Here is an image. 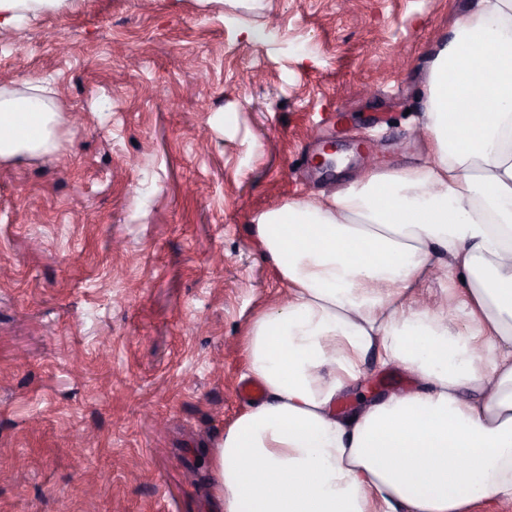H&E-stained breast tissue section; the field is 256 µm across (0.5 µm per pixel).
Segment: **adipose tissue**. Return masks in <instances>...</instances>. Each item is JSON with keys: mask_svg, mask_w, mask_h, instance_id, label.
<instances>
[{"mask_svg": "<svg viewBox=\"0 0 512 512\" xmlns=\"http://www.w3.org/2000/svg\"><path fill=\"white\" fill-rule=\"evenodd\" d=\"M0 92V158L49 150L59 108ZM426 152L262 213L287 286L242 355L266 397L209 453L212 512H468L512 500V0H476L429 62ZM463 279L454 309L426 282ZM415 387L340 416L363 362Z\"/></svg>", "mask_w": 512, "mask_h": 512, "instance_id": "1", "label": "adipose tissue"}]
</instances>
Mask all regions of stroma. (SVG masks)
Listing matches in <instances>:
<instances>
[{
	"mask_svg": "<svg viewBox=\"0 0 512 512\" xmlns=\"http://www.w3.org/2000/svg\"><path fill=\"white\" fill-rule=\"evenodd\" d=\"M471 2L65 0L0 30V87L61 106L53 148L0 158V512H210L245 329L285 294L254 217L419 162ZM363 370L337 413L414 386Z\"/></svg>",
	"mask_w": 512,
	"mask_h": 512,
	"instance_id": "obj_1",
	"label": "stroma"
}]
</instances>
